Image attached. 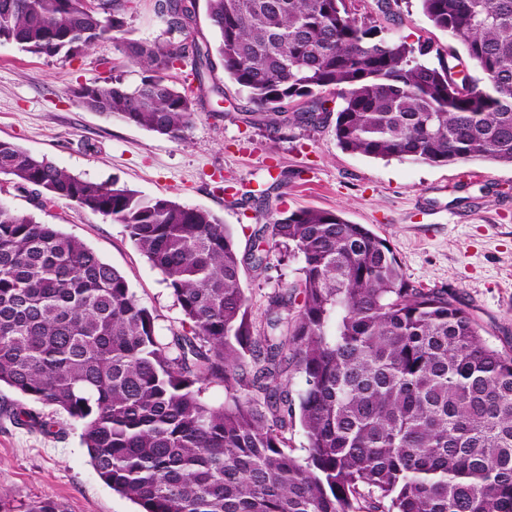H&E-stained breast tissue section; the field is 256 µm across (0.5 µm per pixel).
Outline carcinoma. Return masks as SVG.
Here are the masks:
<instances>
[{
  "label": "carcinoma",
  "mask_w": 512,
  "mask_h": 512,
  "mask_svg": "<svg viewBox=\"0 0 512 512\" xmlns=\"http://www.w3.org/2000/svg\"><path fill=\"white\" fill-rule=\"evenodd\" d=\"M130 2L0 0V43L74 58L121 29ZM204 2L216 44L196 38L198 0H156L184 39L130 43L140 83L109 76L74 95L181 140L195 101L168 71L189 58L202 84L216 55L256 124L317 127L333 92L346 151L512 165V0H419L482 73L462 88L452 48L387 39L345 0ZM2 174L125 225L181 309V329L159 335L84 241L0 202V386L80 424L100 480L142 512H512V354L457 295L407 278L365 225L304 208L267 220L255 232L267 248L242 255L209 210L84 179L8 140ZM281 247L298 276L259 320L242 271L266 272ZM211 385L224 404L203 401ZM17 419L51 433L31 409ZM297 421L304 456L289 448Z\"/></svg>",
  "instance_id": "cac0c4a2"
}]
</instances>
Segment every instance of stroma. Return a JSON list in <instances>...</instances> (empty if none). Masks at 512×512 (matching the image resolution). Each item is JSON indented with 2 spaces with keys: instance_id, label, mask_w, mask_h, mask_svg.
I'll list each match as a JSON object with an SVG mask.
<instances>
[{
  "instance_id": "1",
  "label": "stroma",
  "mask_w": 512,
  "mask_h": 512,
  "mask_svg": "<svg viewBox=\"0 0 512 512\" xmlns=\"http://www.w3.org/2000/svg\"><path fill=\"white\" fill-rule=\"evenodd\" d=\"M156 0H134L122 31L70 60L37 56L15 43H0V139L47 157L97 182L119 180L146 196L171 198L213 212L230 228L240 252L254 243L261 216L300 208L341 211L385 239L411 281L453 289L468 306L481 334L512 352V165L484 161L433 165L380 160L343 150L334 120L280 131L254 125V107L236 86L223 94L200 87L191 62L170 75L178 87L197 91V117L182 141L85 108L75 88L114 75L136 85L140 69L118 50L121 40L169 38ZM346 0L370 17L384 37L447 45L418 0ZM267 189L264 197L235 200L236 192ZM0 201L13 210L55 224L83 240L128 279L137 299L158 316L161 335L178 329L182 313L161 274L129 238L124 225L67 200L37 206L32 195L0 175ZM296 260L273 261L262 277L242 275L254 312L297 276ZM20 395L0 386V493L26 512L51 499L63 512H138L109 489L91 466L82 428L54 413L55 434L14 424Z\"/></svg>"
}]
</instances>
